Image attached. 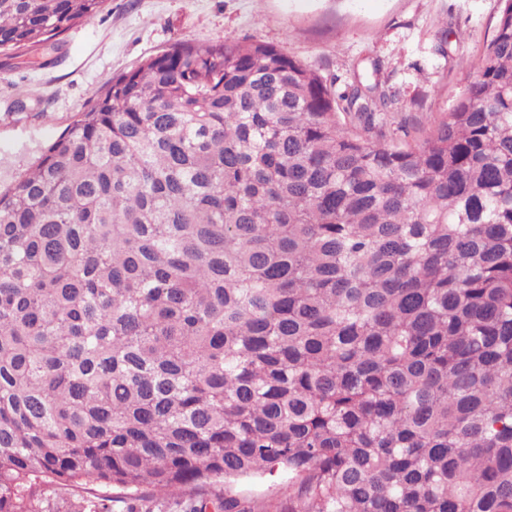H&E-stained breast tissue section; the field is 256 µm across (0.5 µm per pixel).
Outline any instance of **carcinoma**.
Returning <instances> with one entry per match:
<instances>
[{
    "mask_svg": "<svg viewBox=\"0 0 512 512\" xmlns=\"http://www.w3.org/2000/svg\"><path fill=\"white\" fill-rule=\"evenodd\" d=\"M106 0H0V54ZM416 145L273 45L112 76L0 189V512H512V0ZM67 512H112L80 498Z\"/></svg>",
    "mask_w": 512,
    "mask_h": 512,
    "instance_id": "obj_1",
    "label": "carcinoma"
}]
</instances>
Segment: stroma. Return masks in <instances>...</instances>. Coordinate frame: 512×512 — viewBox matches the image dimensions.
<instances>
[{
	"instance_id": "35a3bbf8",
	"label": "stroma",
	"mask_w": 512,
	"mask_h": 512,
	"mask_svg": "<svg viewBox=\"0 0 512 512\" xmlns=\"http://www.w3.org/2000/svg\"><path fill=\"white\" fill-rule=\"evenodd\" d=\"M502 0H107L61 35L51 64L0 56V185L33 165L114 74L180 42L276 46L343 91L394 92V140L416 143L478 70Z\"/></svg>"
}]
</instances>
